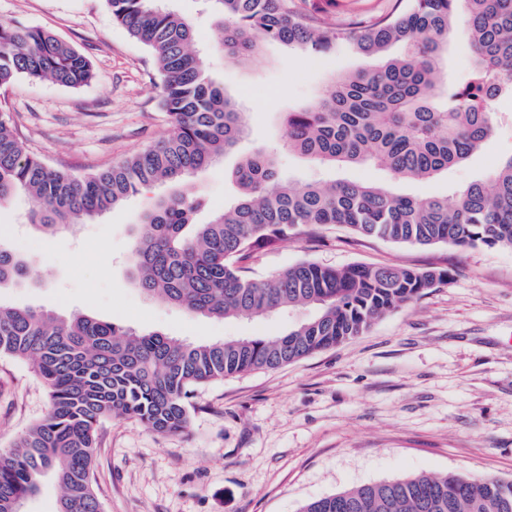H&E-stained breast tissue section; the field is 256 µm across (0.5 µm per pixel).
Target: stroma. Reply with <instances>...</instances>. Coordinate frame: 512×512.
<instances>
[{
	"label": "stroma",
	"instance_id": "1",
	"mask_svg": "<svg viewBox=\"0 0 512 512\" xmlns=\"http://www.w3.org/2000/svg\"><path fill=\"white\" fill-rule=\"evenodd\" d=\"M393 4L321 0L319 15L345 25ZM170 6L195 25L213 77L236 98L247 123L236 152L192 177L204 200L196 223L237 198L232 171L256 148L274 151L283 175L323 177V169L288 150L284 115L319 97L335 74L371 66L373 58L266 43L248 64L236 65L218 51L215 18L200 0ZM0 22L49 31L92 64V81L78 88L25 77L0 88V110L48 165L76 174L102 170L169 133L154 59L113 21L103 0H0ZM510 154L512 111L500 114L493 138L467 163L433 179L397 181L368 166L336 175L391 184L406 195L447 197ZM174 189L155 184L100 218L54 234L27 222L32 199L16 193L0 206V245L21 248L38 277L0 290V302L59 316L86 313L193 342L274 335L306 318L300 310L224 321L187 314L134 288L137 216ZM304 261L445 269L449 278L336 347L196 388L183 433L163 436L130 417L102 419L92 485L104 512H300L323 496L421 474L512 481V250L415 247L361 239L334 225L318 240L296 236L257 254L251 275L268 279ZM49 407L31 364L0 357V451Z\"/></svg>",
	"mask_w": 512,
	"mask_h": 512
}]
</instances>
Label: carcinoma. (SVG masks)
I'll return each mask as SVG.
<instances>
[{
  "mask_svg": "<svg viewBox=\"0 0 512 512\" xmlns=\"http://www.w3.org/2000/svg\"><path fill=\"white\" fill-rule=\"evenodd\" d=\"M104 2L152 53L171 131L107 169L76 175L32 154L1 112L0 204L27 192L36 201L30 223L47 229L80 224L158 182H183L246 134L237 103L193 49L190 21L165 0ZM212 2L223 33L219 47L233 61L251 59L265 42L380 59L370 69L335 75L316 100L285 115L288 147L320 166L372 165L398 179L428 180L466 163L492 137L497 113L472 98L481 82L492 77L493 90L512 92V0H395L390 12L348 27L289 0ZM459 20L474 76L464 91L450 85L446 68ZM393 44L404 54L387 59ZM21 76L79 87L91 80L92 65L48 31L0 22V85ZM234 176L238 199L206 224L194 223L202 199L191 188L147 204L131 251L132 282L151 298L205 317L256 318L298 307L312 316L275 336L196 343L83 313L61 317L0 303V355L30 361L51 398L47 416L0 452V512H22L47 473L60 485L55 512H103L91 486L103 418L123 415L158 434L182 433L196 387L339 345L448 280L444 269L312 262L256 280L249 262L258 252L331 224L396 244L512 250V156L470 182L451 206L367 181L294 184L279 177L276 157L261 149L244 156ZM36 277L23 251L0 246V289ZM301 512H512V482L421 475L321 497Z\"/></svg>",
  "mask_w": 512,
  "mask_h": 512,
  "instance_id": "1",
  "label": "carcinoma"
}]
</instances>
